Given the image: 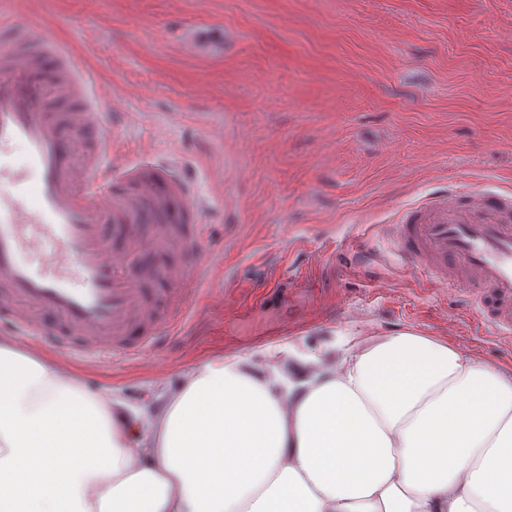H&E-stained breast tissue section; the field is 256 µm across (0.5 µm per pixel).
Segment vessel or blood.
Segmentation results:
<instances>
[{"instance_id": "1", "label": "vessel or blood", "mask_w": 512, "mask_h": 512, "mask_svg": "<svg viewBox=\"0 0 512 512\" xmlns=\"http://www.w3.org/2000/svg\"><path fill=\"white\" fill-rule=\"evenodd\" d=\"M0 46V320L30 346L89 362L138 360L188 325L205 269L190 181L119 162L109 104L79 60L34 26ZM51 84L37 78L46 55ZM133 178L134 192L117 187ZM396 249L452 281L474 327L512 339V190L455 187L414 200L387 226Z\"/></svg>"}]
</instances>
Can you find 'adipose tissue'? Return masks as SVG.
Listing matches in <instances>:
<instances>
[{"label":"adipose tissue","mask_w":512,"mask_h":512,"mask_svg":"<svg viewBox=\"0 0 512 512\" xmlns=\"http://www.w3.org/2000/svg\"><path fill=\"white\" fill-rule=\"evenodd\" d=\"M0 512H512V368L407 330L133 407L0 336Z\"/></svg>","instance_id":"adipose-tissue-1"}]
</instances>
